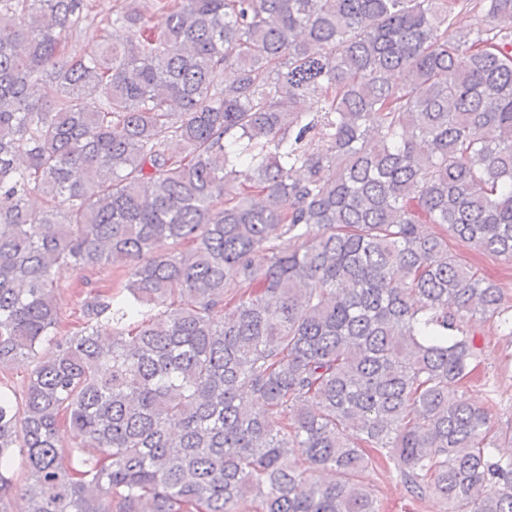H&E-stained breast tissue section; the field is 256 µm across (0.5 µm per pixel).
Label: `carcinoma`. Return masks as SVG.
<instances>
[{"label":"carcinoma","instance_id":"1","mask_svg":"<svg viewBox=\"0 0 512 512\" xmlns=\"http://www.w3.org/2000/svg\"><path fill=\"white\" fill-rule=\"evenodd\" d=\"M470 2L120 0L83 58L84 0H0V371L49 346L0 390V512H380L378 459L512 512V429L457 397L461 320L512 339L448 248L512 265V0ZM116 264L60 335V271ZM88 4L91 19H93V27L97 30L95 37L91 32L82 35H73L71 43L78 54L85 57L96 54L103 47L100 35H104L106 42L121 44L125 42L127 31L120 25L112 26V6L114 0H85ZM36 364L35 359L29 358L15 364L10 370L0 373V380L2 381V389L12 393L16 392L17 396L21 393V386L31 373Z\"/></svg>","mask_w":512,"mask_h":512}]
</instances>
